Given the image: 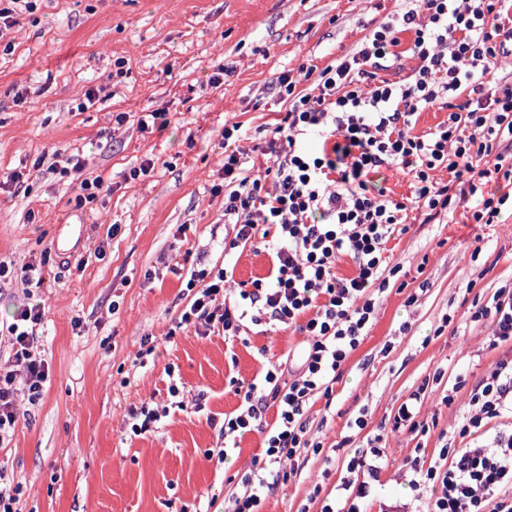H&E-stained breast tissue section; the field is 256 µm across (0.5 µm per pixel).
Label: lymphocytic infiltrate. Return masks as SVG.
Here are the masks:
<instances>
[{"mask_svg": "<svg viewBox=\"0 0 512 512\" xmlns=\"http://www.w3.org/2000/svg\"><path fill=\"white\" fill-rule=\"evenodd\" d=\"M512 36V0H421L416 9L393 14L365 38L350 58L320 73L316 94H297L291 75L278 78L289 109L274 129L270 174L244 176L245 159L225 128L224 177L235 185L224 196V219L236 228L235 243L271 241L267 277L238 282L230 267L199 291L179 323L197 334L228 338L253 326H298L304 346L296 367L274 366L247 384L238 408L220 428L225 460L248 432L262 436V454L229 512H260V489L297 473L302 451L322 454V442L308 437L311 402L330 398L348 357L360 345L376 315L374 292L388 288L399 266H388L386 245L405 230L409 205L426 212L427 222L453 212L473 198L476 224L498 223L508 194L484 191L489 182L512 184V87L491 94L493 76L506 40ZM408 47L418 60L403 83L377 80V70ZM440 106L446 121L426 134L414 131L418 112ZM318 136L309 152L305 143ZM413 178V196L404 202L375 188L381 167ZM447 169L452 182L436 180ZM350 259L353 272L339 276ZM471 322L488 325V346L512 342V284L486 300L474 299ZM45 311L23 308L6 326L10 354L0 368V447L10 443L22 402H36L48 378L38 350L36 328ZM468 410L436 455L415 456L414 489L424 492L423 512H512V427L492 423L512 417V359L503 358L468 392ZM377 434L347 462V480L337 498L320 512H361L373 493L384 456Z\"/></svg>", "mask_w": 512, "mask_h": 512, "instance_id": "1", "label": "lymphocytic infiltrate"}]
</instances>
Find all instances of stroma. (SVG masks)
Returning a JSON list of instances; mask_svg holds the SVG:
<instances>
[{"instance_id": "1", "label": "stroma", "mask_w": 512, "mask_h": 512, "mask_svg": "<svg viewBox=\"0 0 512 512\" xmlns=\"http://www.w3.org/2000/svg\"><path fill=\"white\" fill-rule=\"evenodd\" d=\"M409 0H42L34 14L0 29V260L42 264L32 295L0 286V322L28 301L44 305L38 347L49 377L22 409L0 464L23 486L20 512H224L240 476L261 451L251 432L224 462L207 452L240 404L239 382L300 351L301 335L280 328L248 342L177 328L201 270L229 264L239 281L266 277L257 244L228 251L224 222V127L239 124L244 149L265 148L289 103L276 87L286 72L310 90L307 68L324 69L357 51L384 18ZM221 82H213L215 73ZM93 100H86L87 91ZM87 101L77 111L79 101ZM166 124L139 127L141 115ZM81 160L100 177L95 201L80 203L71 177L39 173L44 153ZM149 176L131 178L144 160ZM22 173L20 189L9 179ZM387 244L400 284L379 296L376 319L345 362L333 401L308 412L310 434L336 445V461L311 454L297 475L267 495L262 512H320L347 475L352 436L388 438L364 512L422 504L406 465L416 445L433 453L465 410L473 384L512 351L487 349L488 327L468 321L474 293L492 296L512 280V216L470 223L468 210L424 223ZM417 295L408 304L409 295ZM173 342H166V334ZM159 347L145 361L142 337ZM201 398L198 412L174 409L154 431L134 435L130 408L168 406V387ZM425 386L424 414L436 425L422 440L392 429L408 395ZM367 426L349 429L356 416Z\"/></svg>"}]
</instances>
